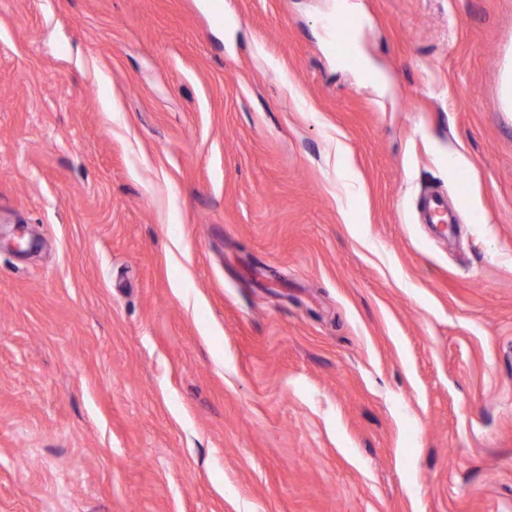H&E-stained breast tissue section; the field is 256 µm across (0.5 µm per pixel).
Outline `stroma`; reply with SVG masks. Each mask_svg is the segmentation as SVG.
Wrapping results in <instances>:
<instances>
[{
  "label": "stroma",
  "mask_w": 512,
  "mask_h": 512,
  "mask_svg": "<svg viewBox=\"0 0 512 512\" xmlns=\"http://www.w3.org/2000/svg\"><path fill=\"white\" fill-rule=\"evenodd\" d=\"M335 2L0 0V512H512V0Z\"/></svg>",
  "instance_id": "1"
}]
</instances>
